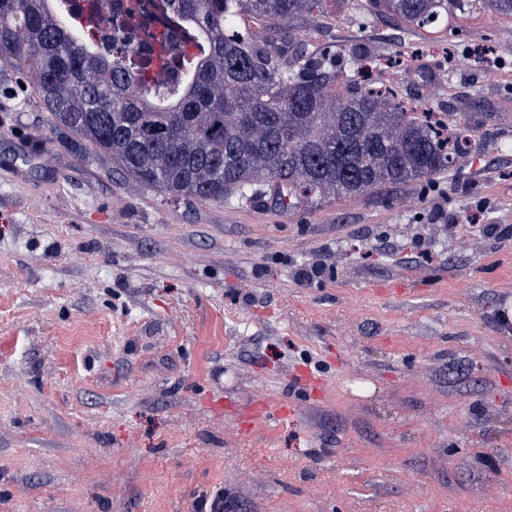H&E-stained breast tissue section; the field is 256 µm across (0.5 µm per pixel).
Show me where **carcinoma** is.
Wrapping results in <instances>:
<instances>
[{
	"label": "carcinoma",
	"instance_id": "carcinoma-1",
	"mask_svg": "<svg viewBox=\"0 0 512 512\" xmlns=\"http://www.w3.org/2000/svg\"><path fill=\"white\" fill-rule=\"evenodd\" d=\"M68 0H0V58L30 81L51 130L67 131L121 178L166 198L222 203L276 185L310 202L356 197L386 184L434 181L467 153L470 127L448 133L432 112H409L367 80L329 91L336 57L287 61L269 39L242 33L248 13L274 30L321 0H135L141 16L169 15L183 81L145 85L135 64L96 59L89 29L64 24ZM424 27L453 8L512 15V0H368Z\"/></svg>",
	"mask_w": 512,
	"mask_h": 512
}]
</instances>
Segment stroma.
Wrapping results in <instances>:
<instances>
[{
    "label": "stroma",
    "mask_w": 512,
    "mask_h": 512,
    "mask_svg": "<svg viewBox=\"0 0 512 512\" xmlns=\"http://www.w3.org/2000/svg\"><path fill=\"white\" fill-rule=\"evenodd\" d=\"M357 2L284 52L334 49L341 81L365 38L398 57L373 81L467 120L435 193L172 202L0 64V512H512V16Z\"/></svg>",
    "instance_id": "stroma-1"
}]
</instances>
